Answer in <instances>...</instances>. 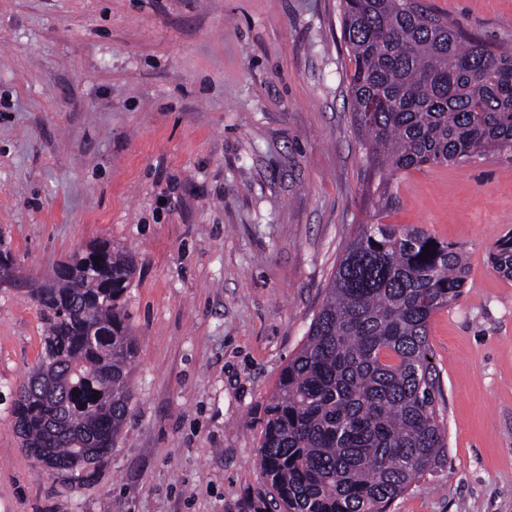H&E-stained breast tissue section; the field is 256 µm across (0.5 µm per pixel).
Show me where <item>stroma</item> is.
<instances>
[{
	"instance_id": "1",
	"label": "stroma",
	"mask_w": 512,
	"mask_h": 512,
	"mask_svg": "<svg viewBox=\"0 0 512 512\" xmlns=\"http://www.w3.org/2000/svg\"><path fill=\"white\" fill-rule=\"evenodd\" d=\"M512 50V0H425ZM341 0H0V512H278L257 463L266 402L358 225L467 251L429 323L448 464L390 512H512V150L361 193ZM110 243L135 272L138 354L112 451L66 486L11 414L42 350L31 286ZM492 267L507 279H512V233L501 239L490 251Z\"/></svg>"
}]
</instances>
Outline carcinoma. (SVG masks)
Returning <instances> with one entry per match:
<instances>
[{"label":"carcinoma","instance_id":"carcinoma-1","mask_svg":"<svg viewBox=\"0 0 512 512\" xmlns=\"http://www.w3.org/2000/svg\"><path fill=\"white\" fill-rule=\"evenodd\" d=\"M342 34L362 194L378 212L394 207L400 173L512 148L511 50L419 0H344ZM489 260L512 279V233ZM468 273L461 248L420 227L358 226L267 400L259 466L281 512H389L447 462L428 327ZM132 274V257L103 242L34 289L46 330L14 430L50 475L96 469L124 427L136 342L119 301Z\"/></svg>","mask_w":512,"mask_h":512}]
</instances>
